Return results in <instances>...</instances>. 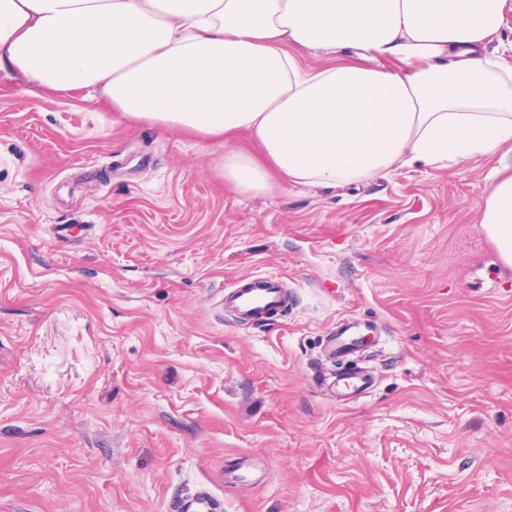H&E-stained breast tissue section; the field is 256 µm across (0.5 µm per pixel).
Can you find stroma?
I'll return each instance as SVG.
<instances>
[{"mask_svg":"<svg viewBox=\"0 0 512 512\" xmlns=\"http://www.w3.org/2000/svg\"><path fill=\"white\" fill-rule=\"evenodd\" d=\"M0 70V512H512V267L480 220L512 142L322 188ZM281 319L231 324L238 276ZM377 323L347 405L324 340ZM245 457L261 482L224 473ZM224 294V306L232 320L244 326L257 325L282 314L288 307L283 277L277 273L243 276ZM372 386L370 375L355 366L334 381L330 391L337 403L347 404L366 396ZM222 509V503L206 487H201L177 504L176 512H221Z\"/></svg>","mask_w":512,"mask_h":512,"instance_id":"stroma-1","label":"stroma"}]
</instances>
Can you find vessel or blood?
I'll use <instances>...</instances> for the list:
<instances>
[{"mask_svg":"<svg viewBox=\"0 0 512 512\" xmlns=\"http://www.w3.org/2000/svg\"><path fill=\"white\" fill-rule=\"evenodd\" d=\"M224 305L233 321L244 326H254L282 314L288 307L283 278L276 273L240 277L225 293ZM367 341L363 323L344 320L326 337L325 348L329 355L340 359L362 350ZM372 386L370 375L354 367L333 382L331 393L337 402L347 404L366 396ZM222 509V503L203 487L180 502L176 512H222Z\"/></svg>","mask_w":512,"mask_h":512,"instance_id":"b4317fda","label":"vessel or blood"}]
</instances>
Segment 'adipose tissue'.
Masks as SVG:
<instances>
[{
	"label": "adipose tissue",
	"instance_id": "1",
	"mask_svg": "<svg viewBox=\"0 0 512 512\" xmlns=\"http://www.w3.org/2000/svg\"><path fill=\"white\" fill-rule=\"evenodd\" d=\"M504 0H0V69L46 93L101 88L124 118L228 141L241 192L332 187L512 141V65L495 41ZM352 50L305 72L296 50ZM481 224L512 266V177Z\"/></svg>",
	"mask_w": 512,
	"mask_h": 512
}]
</instances>
